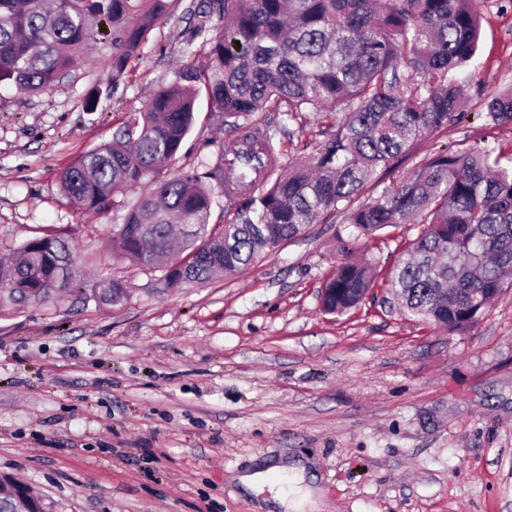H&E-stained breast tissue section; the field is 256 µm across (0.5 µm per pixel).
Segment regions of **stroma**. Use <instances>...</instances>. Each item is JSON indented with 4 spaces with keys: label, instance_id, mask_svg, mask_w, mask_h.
I'll use <instances>...</instances> for the list:
<instances>
[{
    "label": "stroma",
    "instance_id": "obj_1",
    "mask_svg": "<svg viewBox=\"0 0 512 512\" xmlns=\"http://www.w3.org/2000/svg\"><path fill=\"white\" fill-rule=\"evenodd\" d=\"M183 6L157 21L125 78L105 83L112 29L50 89L0 84V255L46 235L75 250L70 288L17 304L0 291V475L38 494L49 512H257L293 490L276 478L245 492L239 474L279 461L305 467L325 512H512V286L479 324L451 332L406 319L384 280L419 227L359 235L344 217L310 225L246 270L168 287L112 252L125 207L77 210L60 171L110 140L183 65ZM465 117L384 174L423 155L483 140L512 166V125L484 102L512 88V0H483ZM290 156L326 138L313 113L290 122ZM237 133L206 96L179 166L205 172ZM371 263L378 283L356 308L325 313L321 289L346 258ZM125 299L100 301L103 282Z\"/></svg>",
    "mask_w": 512,
    "mask_h": 512
}]
</instances>
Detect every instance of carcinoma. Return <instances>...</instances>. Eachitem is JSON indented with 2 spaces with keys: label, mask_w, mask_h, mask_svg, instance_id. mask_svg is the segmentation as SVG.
<instances>
[{
  "label": "carcinoma",
  "mask_w": 512,
  "mask_h": 512,
  "mask_svg": "<svg viewBox=\"0 0 512 512\" xmlns=\"http://www.w3.org/2000/svg\"><path fill=\"white\" fill-rule=\"evenodd\" d=\"M170 2L0 0V83L29 92L54 85L93 39L92 24L105 22L117 32L107 63V81L116 84ZM480 10V0H191L185 11L198 21L183 44L206 48L208 66L179 71L110 140L63 169L59 190L77 209L101 215L117 196L140 190L113 230V246L120 258L149 269L179 248L181 259L161 269L170 288L245 270L338 214L365 236L419 224L388 289L413 320L468 332L512 285V167L475 143L430 154L377 196L365 194L379 174L462 119L463 85L452 74L476 54ZM215 14L224 29L214 36ZM202 87L232 126L262 145L255 159L264 179L225 213L220 233L210 227V182L230 196L245 181L226 178L220 167L168 173ZM486 109L493 123L512 125V90ZM263 112L288 120L315 112L329 122L328 136L313 153L290 160ZM72 262L69 242L30 239L17 257L0 259V288L17 302L22 289L52 280ZM375 284L368 263L342 262L325 284L324 309L345 313ZM124 297L121 282L103 284L104 301L116 305Z\"/></svg>",
  "instance_id": "obj_1"
}]
</instances>
